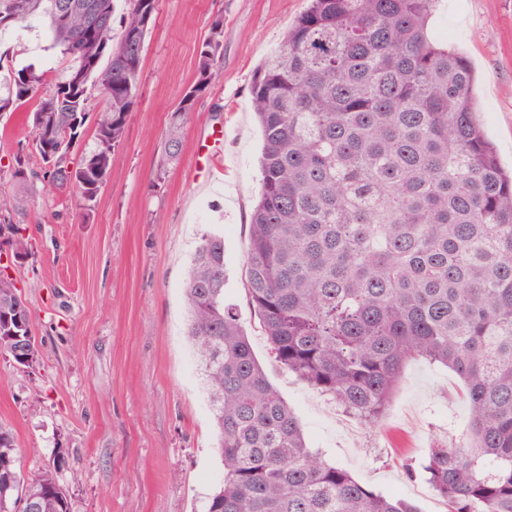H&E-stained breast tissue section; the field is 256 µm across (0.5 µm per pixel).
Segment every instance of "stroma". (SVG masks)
Returning <instances> with one entry per match:
<instances>
[{
	"label": "stroma",
	"mask_w": 512,
	"mask_h": 512,
	"mask_svg": "<svg viewBox=\"0 0 512 512\" xmlns=\"http://www.w3.org/2000/svg\"><path fill=\"white\" fill-rule=\"evenodd\" d=\"M304 0H157L125 141L89 213L79 197L37 189L29 254L0 256L31 312L36 353L26 366L0 354V427L24 476L55 469L71 512H203L224 474L204 379L186 335L183 288L203 233L224 235L226 301L308 445L360 483L449 512L427 482L428 448L458 441L467 423L458 377L418 358L377 424L345 430L348 414L274 358L247 298L250 215L260 192L261 139L250 105L256 68ZM224 17L221 74L185 119L179 163L152 188L171 111L196 80L197 54ZM435 38L471 62L477 112L512 166V0H440ZM68 57L41 22L0 34V73L63 76ZM32 103L0 112V167L32 140Z\"/></svg>",
	"instance_id": "35a3bbf8"
}]
</instances>
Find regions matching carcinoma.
<instances>
[{
	"instance_id": "1",
	"label": "carcinoma",
	"mask_w": 512,
	"mask_h": 512,
	"mask_svg": "<svg viewBox=\"0 0 512 512\" xmlns=\"http://www.w3.org/2000/svg\"><path fill=\"white\" fill-rule=\"evenodd\" d=\"M438 0H306L251 86L261 129L262 191L251 214L247 297L276 361L348 413L377 423L405 364L440 363L460 379L469 420L460 443L428 450L423 470L449 512H512V170L479 119L474 70L437 43ZM156 0H130L110 46L114 0H0V32L47 19L65 76L20 70L0 111L33 100L32 149L14 157L19 191L0 200L17 255L33 183L72 187L82 209L104 185L137 101ZM224 16L210 23L198 79L169 117L152 180L179 160L184 119L217 76ZM107 65H102L104 56ZM106 107L96 144L73 157L91 92ZM224 235H202L185 284L187 336L208 386L222 481L205 512H418L312 452L225 304ZM31 315L0 277V353L33 360ZM0 429V479L39 493L36 512H70L53 474L25 478Z\"/></svg>"
}]
</instances>
